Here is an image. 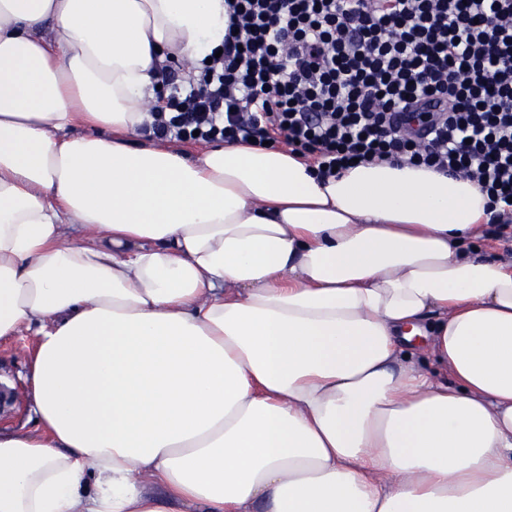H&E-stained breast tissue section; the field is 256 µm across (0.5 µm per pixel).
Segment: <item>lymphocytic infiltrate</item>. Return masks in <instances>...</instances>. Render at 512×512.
<instances>
[{
  "label": "lymphocytic infiltrate",
  "mask_w": 512,
  "mask_h": 512,
  "mask_svg": "<svg viewBox=\"0 0 512 512\" xmlns=\"http://www.w3.org/2000/svg\"><path fill=\"white\" fill-rule=\"evenodd\" d=\"M222 54L157 72L158 139L281 146L476 182L512 241V0H225Z\"/></svg>",
  "instance_id": "f902f5d3"
}]
</instances>
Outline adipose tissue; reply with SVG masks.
<instances>
[{
    "mask_svg": "<svg viewBox=\"0 0 512 512\" xmlns=\"http://www.w3.org/2000/svg\"><path fill=\"white\" fill-rule=\"evenodd\" d=\"M224 0H0V512H512V260L423 166L139 143ZM31 347V336L23 332L8 341L0 342V375L8 377L15 388L12 405L4 407L0 401V429L30 427V413L24 399V375Z\"/></svg>",
    "mask_w": 512,
    "mask_h": 512,
    "instance_id": "adipose-tissue-1",
    "label": "adipose tissue"
}]
</instances>
